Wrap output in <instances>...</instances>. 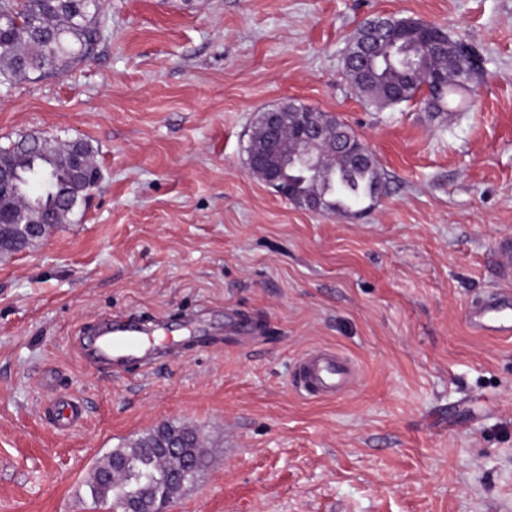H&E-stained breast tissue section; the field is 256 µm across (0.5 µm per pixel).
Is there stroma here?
Returning <instances> with one entry per match:
<instances>
[{
    "label": "stroma",
    "instance_id": "1",
    "mask_svg": "<svg viewBox=\"0 0 512 512\" xmlns=\"http://www.w3.org/2000/svg\"><path fill=\"white\" fill-rule=\"evenodd\" d=\"M410 17L471 43L474 106L367 105L343 74L364 21ZM90 61L0 86V145L90 140L98 190L0 261V512H95L97 463L158 424L204 452L169 512H512V343L471 334L512 238V0H100ZM338 116L387 174L339 215L246 164L258 113ZM197 314L205 344L150 371L86 364L98 321ZM352 391L294 386L307 349ZM80 401L70 430L45 417ZM298 390L318 399H331L348 392L356 382V372L341 353L314 348L302 353L296 362Z\"/></svg>",
    "mask_w": 512,
    "mask_h": 512
}]
</instances>
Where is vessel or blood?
Here are the masks:
<instances>
[{
	"instance_id": "obj_1",
	"label": "vessel or blood",
	"mask_w": 512,
	"mask_h": 512,
	"mask_svg": "<svg viewBox=\"0 0 512 512\" xmlns=\"http://www.w3.org/2000/svg\"><path fill=\"white\" fill-rule=\"evenodd\" d=\"M495 255L500 288L472 301L463 320L476 335L512 342V240L497 243ZM170 333L168 323L146 328L133 314L103 321L93 340L84 345L82 355L90 363L120 371L135 362L150 369L162 358L151 331ZM356 382V372L341 353L328 348H314L302 353L296 362L295 383L298 390L318 399H331L348 392Z\"/></svg>"
}]
</instances>
